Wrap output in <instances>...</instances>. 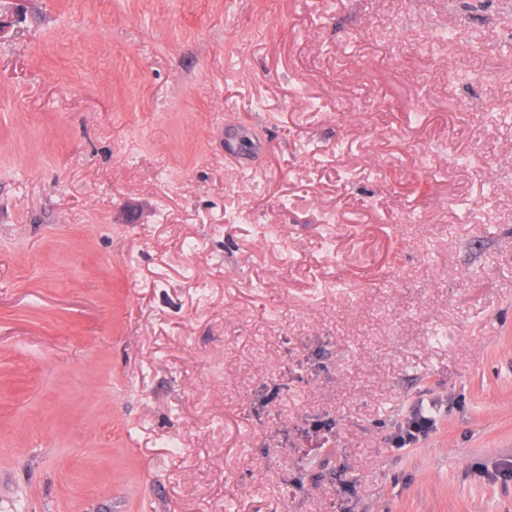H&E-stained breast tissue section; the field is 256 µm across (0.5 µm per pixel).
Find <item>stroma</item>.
Wrapping results in <instances>:
<instances>
[{"label":"stroma","instance_id":"stroma-1","mask_svg":"<svg viewBox=\"0 0 512 512\" xmlns=\"http://www.w3.org/2000/svg\"><path fill=\"white\" fill-rule=\"evenodd\" d=\"M511 463L512 0H0V512H512Z\"/></svg>","mask_w":512,"mask_h":512}]
</instances>
